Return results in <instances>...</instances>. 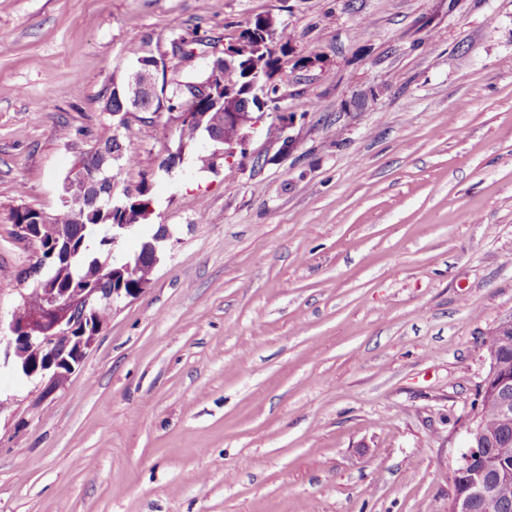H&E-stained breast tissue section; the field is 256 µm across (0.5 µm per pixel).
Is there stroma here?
Segmentation results:
<instances>
[{
    "label": "stroma",
    "instance_id": "obj_1",
    "mask_svg": "<svg viewBox=\"0 0 512 512\" xmlns=\"http://www.w3.org/2000/svg\"><path fill=\"white\" fill-rule=\"evenodd\" d=\"M259 14L289 125L167 176L166 114L129 117L153 213L115 253L174 245L62 386L0 373V512H448L512 319V0H0V321L11 213L57 208L107 81Z\"/></svg>",
    "mask_w": 512,
    "mask_h": 512
}]
</instances>
